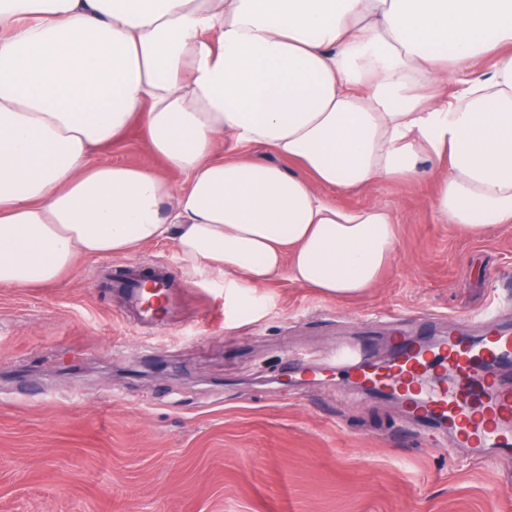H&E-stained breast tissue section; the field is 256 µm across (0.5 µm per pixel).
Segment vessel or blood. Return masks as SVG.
I'll use <instances>...</instances> for the list:
<instances>
[{"label": "vessel or blood", "instance_id": "1", "mask_svg": "<svg viewBox=\"0 0 512 512\" xmlns=\"http://www.w3.org/2000/svg\"><path fill=\"white\" fill-rule=\"evenodd\" d=\"M479 313L480 340L453 335L435 349L398 342L393 358L372 363L361 352L339 348L337 369L371 382L376 393H413L414 412L424 422L446 423L459 443L512 447V387L499 378L512 367V335Z\"/></svg>", "mask_w": 512, "mask_h": 512}]
</instances>
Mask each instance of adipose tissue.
<instances>
[{
	"label": "adipose tissue",
	"instance_id": "obj_1",
	"mask_svg": "<svg viewBox=\"0 0 512 512\" xmlns=\"http://www.w3.org/2000/svg\"><path fill=\"white\" fill-rule=\"evenodd\" d=\"M135 119L165 173L93 158ZM427 161L441 222L512 224V0H0L1 287L171 237L229 287L354 298L397 226L322 189Z\"/></svg>",
	"mask_w": 512,
	"mask_h": 512
}]
</instances>
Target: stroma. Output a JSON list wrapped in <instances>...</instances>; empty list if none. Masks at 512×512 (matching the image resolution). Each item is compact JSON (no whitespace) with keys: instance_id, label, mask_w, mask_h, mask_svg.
Returning <instances> with one entry per match:
<instances>
[{"instance_id":"stroma-1","label":"stroma","mask_w":512,"mask_h":512,"mask_svg":"<svg viewBox=\"0 0 512 512\" xmlns=\"http://www.w3.org/2000/svg\"><path fill=\"white\" fill-rule=\"evenodd\" d=\"M104 155L161 167L137 125ZM434 191L425 176L324 190L398 224L379 286L353 299L284 277L241 299L170 240L0 288V512H512V451L445 450L356 377L287 363L475 336L471 314L493 304L512 328V227L472 237L440 223ZM166 269V324H128L113 278Z\"/></svg>"}]
</instances>
